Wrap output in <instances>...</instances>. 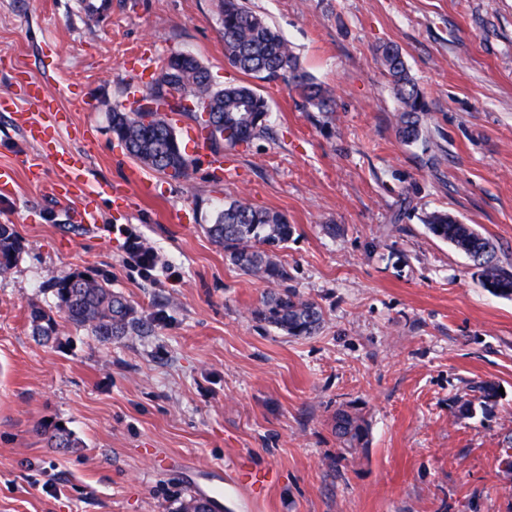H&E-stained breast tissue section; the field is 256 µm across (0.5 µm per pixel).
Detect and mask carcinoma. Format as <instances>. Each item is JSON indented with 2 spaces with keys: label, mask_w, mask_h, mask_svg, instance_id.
<instances>
[{
  "label": "carcinoma",
  "mask_w": 512,
  "mask_h": 512,
  "mask_svg": "<svg viewBox=\"0 0 512 512\" xmlns=\"http://www.w3.org/2000/svg\"><path fill=\"white\" fill-rule=\"evenodd\" d=\"M219 12L224 56L230 66L250 77L283 80L294 86L311 107L323 110L328 106V89L301 69L288 41L263 16L251 11L244 0H219ZM377 54L398 104L396 135L406 144H416L423 139L424 94L412 78L398 45L384 43ZM168 78L182 89L183 105L179 111L172 108L163 91L164 80ZM142 100L151 107L147 113L122 102L109 108L112 134L135 161L174 180L187 177L192 160L182 148L172 115L186 114L199 129H208L204 143L216 154L226 147L247 145L266 131L268 105L260 93L247 84L218 86L205 65L182 52H173L162 61ZM425 224L434 237L452 244L473 262L483 288L494 296L512 298V266L499 260L490 239L445 211L429 213ZM206 233L224 247L229 260L244 274L270 283L288 278V271L277 255L294 233L285 215L233 200L216 212L213 222L206 226ZM21 252L13 229L0 224L1 274L16 264ZM52 291L58 312L76 329L87 328L104 341L143 333L135 307L112 292L103 279L73 271L57 277L52 282ZM254 315L288 336H312L324 323L320 307L290 288L271 291ZM29 325L39 342H48L58 335V322L40 306H31ZM469 390L472 396L455 401L457 418H470L476 409H487L499 397V387L490 381L475 383ZM333 430L348 451L364 444L368 436L365 420L344 409L336 410ZM49 439L63 448L78 445L72 433L60 426L50 430ZM209 508L208 500L190 495L179 502L176 512H209Z\"/></svg>",
  "instance_id": "carcinoma-1"
}]
</instances>
